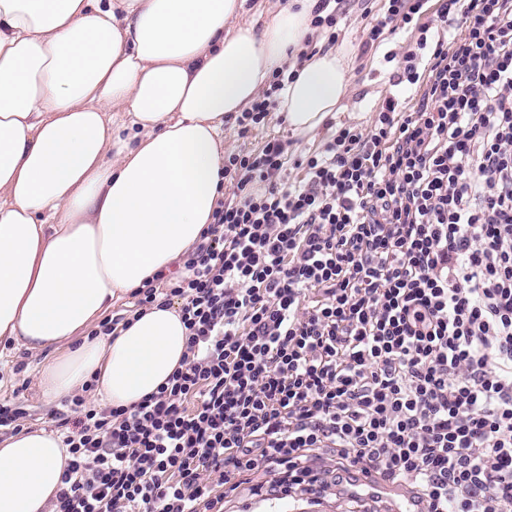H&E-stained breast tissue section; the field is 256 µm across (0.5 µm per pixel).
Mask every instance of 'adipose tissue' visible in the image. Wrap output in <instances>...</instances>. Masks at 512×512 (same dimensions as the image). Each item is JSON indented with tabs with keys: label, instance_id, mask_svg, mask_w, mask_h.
<instances>
[{
	"label": "adipose tissue",
	"instance_id": "obj_1",
	"mask_svg": "<svg viewBox=\"0 0 512 512\" xmlns=\"http://www.w3.org/2000/svg\"><path fill=\"white\" fill-rule=\"evenodd\" d=\"M315 5L258 24L247 0H0V340L45 354V401L128 407L180 366L178 306L89 331L212 223L224 120L305 50ZM346 73L333 49L304 62L281 93L294 133L336 112ZM68 458L43 427L0 439V512H48Z\"/></svg>",
	"mask_w": 512,
	"mask_h": 512
}]
</instances>
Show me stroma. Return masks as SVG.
I'll list each match as a JSON object with an SVG mask.
<instances>
[{
    "label": "stroma",
    "instance_id": "1",
    "mask_svg": "<svg viewBox=\"0 0 512 512\" xmlns=\"http://www.w3.org/2000/svg\"><path fill=\"white\" fill-rule=\"evenodd\" d=\"M362 6L353 0L349 13L339 24L340 36L337 49L343 50L348 59L347 79L349 95L340 110L328 117L315 131L293 134L287 123L271 119L265 125L241 132L235 119L224 121V149L229 153L248 152L260 149L273 137L286 144L288 159L312 155L322 150L329 137L343 126L367 128L383 99L399 91L405 98L414 97L416 86L405 84L392 88L389 83L394 63L385 61L387 52L397 55L414 45L418 33L408 27L395 35L386 37L375 50H364L363 32L360 24ZM43 355L31 354L16 349L14 344L0 342V401L11 400L25 410L23 421L27 427L55 429L53 414L57 404H49L38 390V372ZM316 466L323 480L309 492H287L268 490L269 476L260 474L254 480L236 489L224 492V512H399L416 494L412 485L397 487L395 493L386 497L368 495V485L358 471L336 457L332 451L320 453Z\"/></svg>",
    "mask_w": 512,
    "mask_h": 512
}]
</instances>
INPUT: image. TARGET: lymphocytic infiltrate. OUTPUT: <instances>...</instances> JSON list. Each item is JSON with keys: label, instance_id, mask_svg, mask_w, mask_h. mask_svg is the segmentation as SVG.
Masks as SVG:
<instances>
[{"label": "lymphocytic infiltrate", "instance_id": "obj_1", "mask_svg": "<svg viewBox=\"0 0 512 512\" xmlns=\"http://www.w3.org/2000/svg\"><path fill=\"white\" fill-rule=\"evenodd\" d=\"M388 0L364 49L419 38L370 128L295 160L268 140L224 157L183 271L133 291L130 324L178 304L186 353L129 407L65 400L71 459L50 512H224L256 473L316 486L317 452L408 482L425 512H512V0ZM427 58L419 71V58ZM280 68L237 118L265 122Z\"/></svg>", "mask_w": 512, "mask_h": 512}]
</instances>
